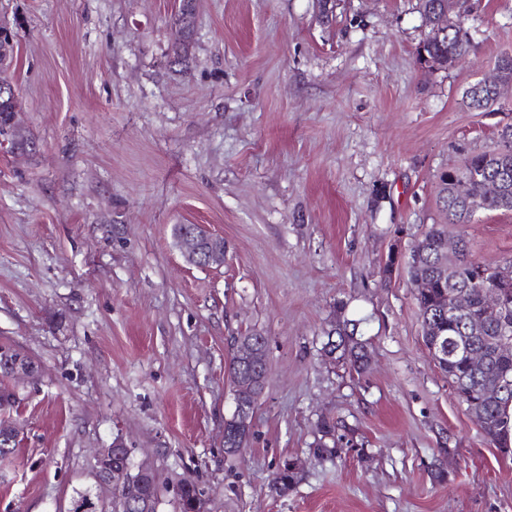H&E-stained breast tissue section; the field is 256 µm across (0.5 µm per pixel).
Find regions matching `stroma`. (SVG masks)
Segmentation results:
<instances>
[{"label":"stroma","mask_w":512,"mask_h":512,"mask_svg":"<svg viewBox=\"0 0 512 512\" xmlns=\"http://www.w3.org/2000/svg\"><path fill=\"white\" fill-rule=\"evenodd\" d=\"M178 6L0 0L20 102L0 129V346L40 368L0 382L20 441L0 512H71L118 436L156 469L157 512H178L184 478L207 512H512V456L426 348L406 267L445 224L441 174L512 124V87L494 112L463 102L512 56V0H457L470 48L447 68L417 58L419 0H335L326 19L315 0H195L179 66ZM178 224L223 238V265L187 264ZM446 226L512 262V211ZM349 320L360 374L328 347ZM248 333L267 383L229 456ZM193 2L194 0L179 1V11L174 20L175 39L172 44L173 59L171 62L175 65H183L188 55L194 22Z\"/></svg>","instance_id":"35a3bbf8"}]
</instances>
